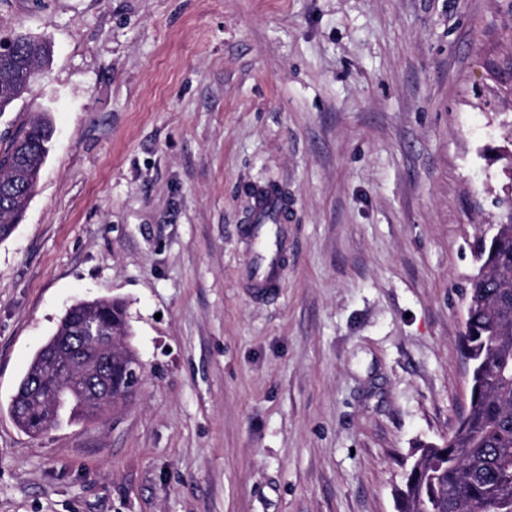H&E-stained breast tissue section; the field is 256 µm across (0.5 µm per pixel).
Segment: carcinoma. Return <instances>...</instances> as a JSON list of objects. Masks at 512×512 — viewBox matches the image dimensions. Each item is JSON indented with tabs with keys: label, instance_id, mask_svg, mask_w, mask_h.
I'll return each mask as SVG.
<instances>
[{
	"label": "carcinoma",
	"instance_id": "cac0c4a2",
	"mask_svg": "<svg viewBox=\"0 0 512 512\" xmlns=\"http://www.w3.org/2000/svg\"><path fill=\"white\" fill-rule=\"evenodd\" d=\"M15 52L0 61V112L12 110L41 68L49 61L47 41L28 34L13 37ZM53 129L40 118L22 122L15 136L0 150V241L11 236V224L29 204L34 189L22 177L44 165ZM479 268L471 283L470 304L462 345L470 360L471 398L455 433L440 445L422 444L399 490V512H512V377H503V366L512 370V324L500 314H512V209L496 232L479 243ZM93 314L126 335V351L135 353L125 304L119 299H96L89 307L71 305L54 336ZM126 360L113 359V403L134 394L124 382ZM44 352L37 350L10 402L15 423L38 436L54 426L64 409L74 420L92 415L76 395L62 409L51 407L58 382L44 374ZM40 378L37 396L27 392Z\"/></svg>",
	"mask_w": 512,
	"mask_h": 512
}]
</instances>
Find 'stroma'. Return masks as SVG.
Masks as SVG:
<instances>
[{"mask_svg":"<svg viewBox=\"0 0 512 512\" xmlns=\"http://www.w3.org/2000/svg\"><path fill=\"white\" fill-rule=\"evenodd\" d=\"M55 135L0 242V512H397L470 398L477 241L512 197V0H0ZM291 205L255 298L244 190ZM136 396L33 437L9 404L78 300ZM89 302H93L90 307L74 305L75 303L71 305L61 319L55 332L45 344L53 342L55 336L61 335L70 326L77 325L91 313L109 326L123 330L126 335V351L129 354L136 355L135 349L131 344L133 334L130 324L127 321L125 304L119 299L108 298L96 299Z\"/></svg>","mask_w":512,"mask_h":512,"instance_id":"1","label":"stroma"}]
</instances>
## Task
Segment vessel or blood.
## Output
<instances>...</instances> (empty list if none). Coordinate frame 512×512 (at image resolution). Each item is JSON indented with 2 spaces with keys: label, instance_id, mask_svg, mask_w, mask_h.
<instances>
[{
  "label": "vessel or blood",
  "instance_id": "b4317fda",
  "mask_svg": "<svg viewBox=\"0 0 512 512\" xmlns=\"http://www.w3.org/2000/svg\"><path fill=\"white\" fill-rule=\"evenodd\" d=\"M286 222L283 200L276 187H259L252 198V218L242 233L251 260L248 281L256 297L276 294L282 286V255L288 240L282 226Z\"/></svg>",
  "mask_w": 512,
  "mask_h": 512
}]
</instances>
